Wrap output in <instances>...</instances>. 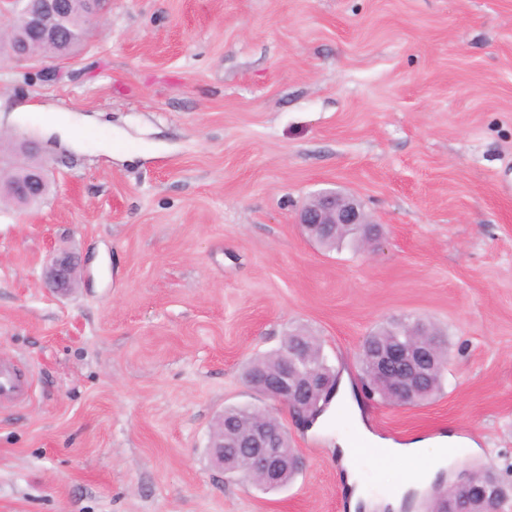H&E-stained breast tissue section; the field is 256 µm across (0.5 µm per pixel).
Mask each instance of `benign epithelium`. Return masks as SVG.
Masks as SVG:
<instances>
[{
	"instance_id": "1",
	"label": "benign epithelium",
	"mask_w": 512,
	"mask_h": 512,
	"mask_svg": "<svg viewBox=\"0 0 512 512\" xmlns=\"http://www.w3.org/2000/svg\"><path fill=\"white\" fill-rule=\"evenodd\" d=\"M69 0H16L13 10L0 14V27L21 35L22 41L9 46V58L16 63L36 61L32 46L38 43L66 45L71 36L64 23ZM107 0H88L86 26L98 24L106 14ZM48 177L42 167L34 171L23 192L32 201L38 200ZM298 224L313 237L338 224L355 225L362 230L363 246L376 245L380 238V225L373 223L359 201L338 191H321L301 209ZM48 281L61 290L71 288L75 281V265L68 256L55 257L47 267ZM407 345L392 347L375 355V362L384 379L393 382V400L399 405L416 402L418 389L429 365L439 359L444 343L438 337L425 338L422 323L409 325ZM250 385L260 389L277 405L302 417L314 408V401L328 390L324 383H317L300 372V353L296 349L282 353L277 374L266 377H250ZM267 409H258L250 430L245 434H231L224 440L211 444L212 461L216 468L224 470L227 459H232L242 476L255 483L274 485L283 469L292 465L300 468L302 461L295 453L275 441L269 425ZM478 496L491 501L495 492L487 489L471 477L452 485L446 493L455 512H469L470 500Z\"/></svg>"
}]
</instances>
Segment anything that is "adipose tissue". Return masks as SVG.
<instances>
[{"label": "adipose tissue", "mask_w": 512, "mask_h": 512, "mask_svg": "<svg viewBox=\"0 0 512 512\" xmlns=\"http://www.w3.org/2000/svg\"><path fill=\"white\" fill-rule=\"evenodd\" d=\"M466 451L463 442L454 436L437 438L431 445L424 441L382 444L376 455L377 460L402 466L405 470L403 478L389 495V502L400 503L405 494L415 488L418 479L433 478L439 470L460 459Z\"/></svg>", "instance_id": "ef3b65f1"}]
</instances>
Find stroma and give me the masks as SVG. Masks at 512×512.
<instances>
[{"instance_id":"stroma-1","label":"stroma","mask_w":512,"mask_h":512,"mask_svg":"<svg viewBox=\"0 0 512 512\" xmlns=\"http://www.w3.org/2000/svg\"><path fill=\"white\" fill-rule=\"evenodd\" d=\"M40 203H0V512H349L337 438L475 446L446 482L512 484V0H110L68 56L0 55V157L24 138ZM357 197L383 236L321 249L297 214ZM69 253L77 284L44 271ZM448 340L442 391L366 396L394 319ZM317 336L361 400L313 427L244 380ZM230 406L271 409L304 465L263 491L215 470ZM28 392L29 385L21 379L14 365L0 362V398L22 401Z\"/></svg>"}]
</instances>
